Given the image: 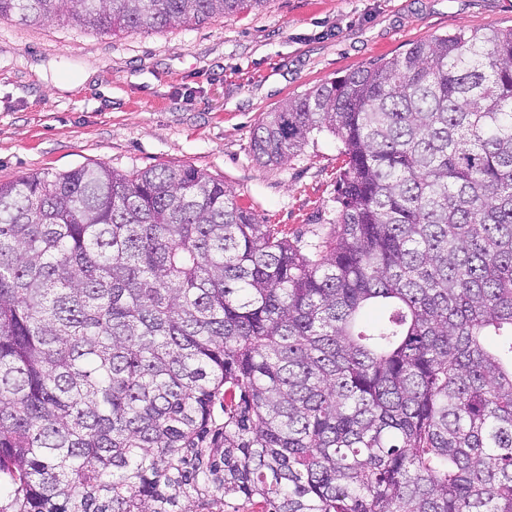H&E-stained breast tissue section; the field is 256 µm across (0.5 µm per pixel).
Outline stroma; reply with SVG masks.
Returning a JSON list of instances; mask_svg holds the SVG:
<instances>
[{
    "label": "stroma",
    "mask_w": 512,
    "mask_h": 512,
    "mask_svg": "<svg viewBox=\"0 0 512 512\" xmlns=\"http://www.w3.org/2000/svg\"><path fill=\"white\" fill-rule=\"evenodd\" d=\"M510 27L512 0H265L119 36L0 21V182L95 163L190 164L224 180L262 223L304 241L325 236L342 170L335 137L312 135L286 163L265 166L252 149L262 118L416 41Z\"/></svg>",
    "instance_id": "obj_1"
}]
</instances>
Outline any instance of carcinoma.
<instances>
[{
    "mask_svg": "<svg viewBox=\"0 0 512 512\" xmlns=\"http://www.w3.org/2000/svg\"><path fill=\"white\" fill-rule=\"evenodd\" d=\"M264 2L0 0V21L117 36ZM315 130L343 171L307 241L193 165L0 182V512H512V28L290 97L254 154Z\"/></svg>",
    "mask_w": 512,
    "mask_h": 512,
    "instance_id": "1",
    "label": "carcinoma"
}]
</instances>
